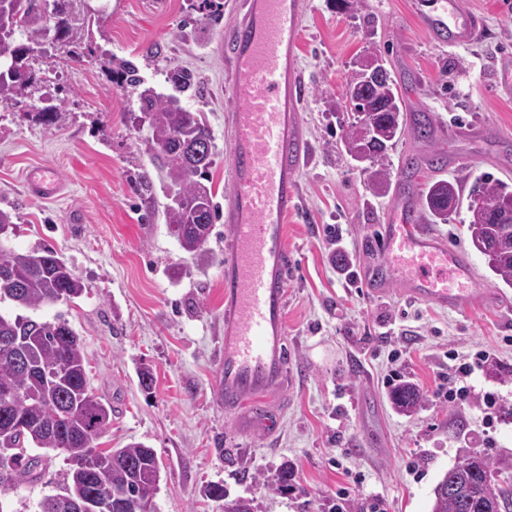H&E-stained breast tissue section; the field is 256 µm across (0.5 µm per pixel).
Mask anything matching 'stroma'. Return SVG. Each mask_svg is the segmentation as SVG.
Listing matches in <instances>:
<instances>
[{
    "label": "stroma",
    "mask_w": 512,
    "mask_h": 512,
    "mask_svg": "<svg viewBox=\"0 0 512 512\" xmlns=\"http://www.w3.org/2000/svg\"><path fill=\"white\" fill-rule=\"evenodd\" d=\"M222 2L215 24L201 0L155 8L147 0H75L72 38L83 62L61 71L36 53L33 86L0 106V208L14 215L10 243L20 251L49 245L86 286L34 316L62 315L83 339L91 386L112 407L98 447L153 448L161 467L153 512H224L237 499L252 512H431L438 481L472 453L512 481V285L472 246L461 209L434 230L466 251L474 288L495 289L504 303L453 312L410 300L395 284L371 296L362 279L394 197L371 195L367 173L338 148L348 117L328 107L344 94L354 59L374 51L398 85L405 122L425 112L434 124L473 130L426 144L401 137L390 153L393 182L406 156L437 154L443 167L417 173L418 185L480 173L512 185V95L498 87L501 61L512 58V0H465L487 26L454 49L430 39L418 0H302V128L313 158L299 174L301 207L286 238L295 259L286 320L296 382L271 433L244 432L216 394L225 223L212 226V262L197 267L164 220L137 94L112 82L117 57L132 59L145 85L163 94L172 91L169 68L197 73L201 93L181 101L212 134L214 201L224 205L232 193L224 31L239 0ZM46 108L55 112L49 127L38 119ZM42 166L56 171L60 191L35 198L26 175ZM145 171L147 187L139 183ZM480 349L490 357L470 377L469 397L449 400L454 353ZM143 367L153 373L148 389L139 384ZM404 381L423 393L411 414L390 400ZM487 392L497 396L490 419ZM285 463L293 477L279 492L272 484ZM66 469L63 453L48 451L40 479L0 495V507L37 512ZM210 484L223 485L225 500L205 495Z\"/></svg>",
    "instance_id": "35a3bbf8"
}]
</instances>
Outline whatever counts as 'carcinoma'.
<instances>
[{
    "mask_svg": "<svg viewBox=\"0 0 512 512\" xmlns=\"http://www.w3.org/2000/svg\"><path fill=\"white\" fill-rule=\"evenodd\" d=\"M52 23H46L47 0H0V50L17 60L16 68L0 72V104L15 99L18 89L32 82L29 58L51 41L66 48L73 62L83 61L78 44L68 41L74 15V0H55ZM118 80L139 87L136 66L129 60L117 63ZM168 81L176 94L161 95L150 87L138 93L139 111L151 130L149 152L166 179V223L181 248L199 265L213 260L207 247L216 205L210 181L213 142L208 127L186 109L180 95L197 91L195 74L175 68ZM352 121L342 137L346 154L356 152L358 133L367 119L381 124L385 117L358 103L349 109ZM405 134L397 123L390 135L375 144L374 169L369 190L381 195L391 185L389 152ZM469 213L468 232L475 249L488 248L490 269L503 281L512 283V223L485 221L488 208L500 207L512 213V189L505 182L474 180L465 190L461 181L437 180L426 184L420 217L448 221L462 205ZM14 225L11 212L0 209V302L38 310L62 300L80 297L82 279L58 255L44 245L31 251L13 249L6 231ZM24 355L30 369L18 362ZM395 405L411 412L421 405L423 395L413 384H400L393 391ZM112 408L99 399L90 384L81 336L59 316L39 321L29 316L0 312V490L13 489L20 480L40 477L42 456L36 449H66V477L58 492L47 494L37 512H73L71 506L93 502L98 512H113L117 506L102 495L100 479L124 496L123 512H141L148 490L157 488L160 465L153 449L141 442L91 454V448L105 433ZM482 477L468 470L449 469L437 483L431 512H468L467 502L493 512H512V490L494 478L495 468L486 457L475 456Z\"/></svg>",
    "mask_w": 512,
    "mask_h": 512,
    "instance_id": "obj_1",
    "label": "carcinoma"
}]
</instances>
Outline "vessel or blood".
I'll list each match as a JSON object with an SVG mask.
<instances>
[{
  "label": "vessel or blood",
  "mask_w": 512,
  "mask_h": 512,
  "mask_svg": "<svg viewBox=\"0 0 512 512\" xmlns=\"http://www.w3.org/2000/svg\"><path fill=\"white\" fill-rule=\"evenodd\" d=\"M421 17L433 40L448 48L470 45L485 28L462 0H423ZM240 22L224 33V97L234 120L224 207V347L217 395L246 428L274 426V402L289 383L286 307L291 256L286 223L300 207L299 171L310 150L302 135L304 76L298 61L301 0H241ZM37 197L58 189L55 170L29 171ZM394 221L380 237L384 264L364 278L369 294L398 283L411 300L470 310L497 300L472 286L465 252L415 223V203L399 198Z\"/></svg>",
  "instance_id": "b4317fda"
}]
</instances>
